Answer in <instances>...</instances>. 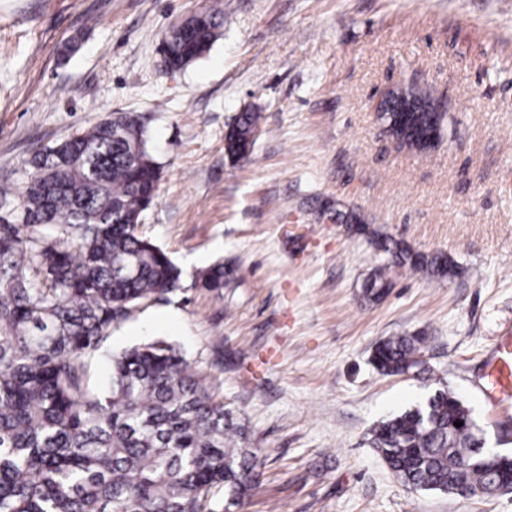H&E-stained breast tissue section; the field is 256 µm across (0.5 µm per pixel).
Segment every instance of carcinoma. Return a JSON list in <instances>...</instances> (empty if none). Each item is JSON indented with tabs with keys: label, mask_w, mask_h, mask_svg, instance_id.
<instances>
[{
	"label": "carcinoma",
	"mask_w": 512,
	"mask_h": 512,
	"mask_svg": "<svg viewBox=\"0 0 512 512\" xmlns=\"http://www.w3.org/2000/svg\"><path fill=\"white\" fill-rule=\"evenodd\" d=\"M223 25L210 7L172 27L166 66L200 58ZM259 129L258 113H241L229 155L249 158ZM161 175L138 116L113 112L32 156L20 186L0 185V512H231L254 488L259 449L245 445L211 374L174 346L127 349L105 384L91 380L112 326L180 288V270L138 233ZM377 247L425 278L456 273L446 254L392 239ZM229 275L216 263L196 285L219 290ZM390 286L381 269L365 292L376 299ZM427 340L385 338L370 363L382 376H419ZM439 384L425 405L374 425L370 446L411 490L485 497L509 487V464L484 451L460 396Z\"/></svg>",
	"instance_id": "carcinoma-1"
}]
</instances>
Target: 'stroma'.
<instances>
[{
  "label": "stroma",
  "instance_id": "1",
  "mask_svg": "<svg viewBox=\"0 0 512 512\" xmlns=\"http://www.w3.org/2000/svg\"><path fill=\"white\" fill-rule=\"evenodd\" d=\"M210 3L0 0V184L113 112L140 116L162 166L139 231L180 287L113 326L94 381L160 340L210 372L263 454L238 512H512V494L408 490L367 443L443 380L487 448L512 453L471 381L512 329V0H223L219 38L166 73L165 34ZM397 87L442 112L431 150L379 119ZM247 110L263 123L236 162L225 135ZM373 231L456 275H410ZM219 261L224 289L195 287ZM381 268L392 288L374 302ZM419 330L431 375H379L374 345Z\"/></svg>",
  "mask_w": 512,
  "mask_h": 512
}]
</instances>
